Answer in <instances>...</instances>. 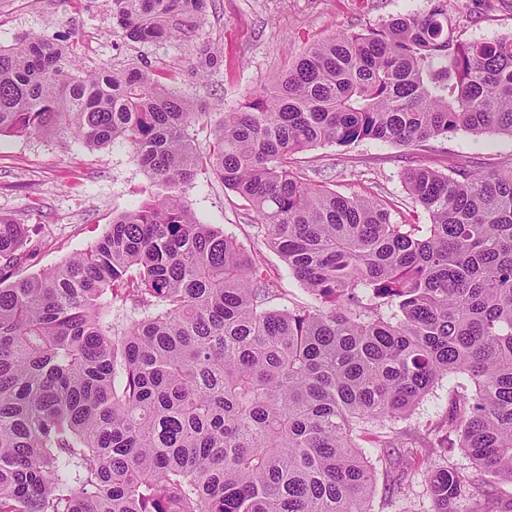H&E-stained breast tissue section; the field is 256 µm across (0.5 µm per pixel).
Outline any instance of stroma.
<instances>
[{
	"label": "stroma",
	"instance_id": "stroma-1",
	"mask_svg": "<svg viewBox=\"0 0 512 512\" xmlns=\"http://www.w3.org/2000/svg\"><path fill=\"white\" fill-rule=\"evenodd\" d=\"M429 7L430 0H206L202 17L182 39L155 46L114 36L104 0H0V46L24 33H39L68 45L88 70L148 62L170 74V88L195 98L208 112V119L190 131L195 148L205 154L224 111L257 96L313 44L339 30L358 32ZM448 14L453 36L461 42L512 34V0H448ZM207 44L223 49L224 63L202 81L195 62ZM465 161L486 170L511 167L512 137L460 131L408 147L380 141L348 148L324 144L298 154L295 166L315 183L346 196L374 198L393 217L425 224L428 216L415 208L404 187V170L426 165L444 171ZM156 193L128 144L91 148L66 132L47 138L0 136V214L29 231L19 275L56 268L101 238L113 216L138 208ZM183 200L200 222L236 238L277 280L281 297L275 308L312 303L233 191L200 172L186 186ZM449 403L448 383L442 380L406 417L391 422L392 431L412 445L403 492H393L380 449H367L375 470L371 512H434L426 474L446 468L470 478L454 509L472 512L477 495L472 458L458 447L430 445L431 431L445 421Z\"/></svg>",
	"mask_w": 512,
	"mask_h": 512
}]
</instances>
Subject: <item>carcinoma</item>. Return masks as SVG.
Wrapping results in <instances>:
<instances>
[{"label":"carcinoma","mask_w":512,"mask_h":512,"mask_svg":"<svg viewBox=\"0 0 512 512\" xmlns=\"http://www.w3.org/2000/svg\"><path fill=\"white\" fill-rule=\"evenodd\" d=\"M115 33L161 44L204 0H106ZM223 54L203 50L201 80ZM128 63L83 70L41 34L0 47V134L128 143L164 193L54 270L15 277L27 232L0 216V512H370L361 442L448 378L431 431L512 483V167H410L428 224L318 188L293 157L322 144L512 136V35L458 42L447 0L308 48L210 152L206 113ZM200 169L244 199L315 299L275 282L183 192ZM130 305L129 323L112 307ZM466 479L430 477L435 512Z\"/></svg>","instance_id":"1"}]
</instances>
